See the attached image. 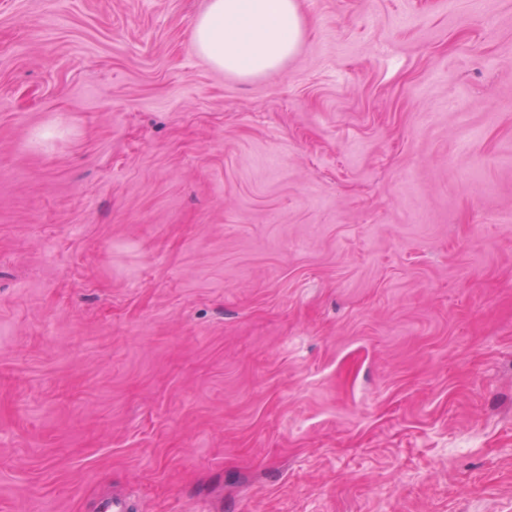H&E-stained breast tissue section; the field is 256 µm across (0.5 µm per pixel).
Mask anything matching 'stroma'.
Here are the masks:
<instances>
[{
	"label": "stroma",
	"instance_id": "35a3bbf8",
	"mask_svg": "<svg viewBox=\"0 0 512 512\" xmlns=\"http://www.w3.org/2000/svg\"><path fill=\"white\" fill-rule=\"evenodd\" d=\"M0 0V512H512V0ZM303 33L296 0H210L193 47L216 68L241 76L276 71Z\"/></svg>",
	"mask_w": 512,
	"mask_h": 512
}]
</instances>
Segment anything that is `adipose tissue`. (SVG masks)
<instances>
[{
  "instance_id": "obj_1",
  "label": "adipose tissue",
  "mask_w": 512,
  "mask_h": 512,
  "mask_svg": "<svg viewBox=\"0 0 512 512\" xmlns=\"http://www.w3.org/2000/svg\"><path fill=\"white\" fill-rule=\"evenodd\" d=\"M303 33L297 0H210L193 47L216 68L241 76L276 71Z\"/></svg>"
}]
</instances>
